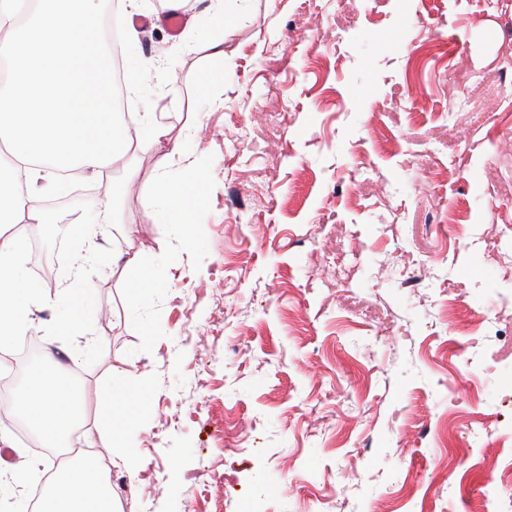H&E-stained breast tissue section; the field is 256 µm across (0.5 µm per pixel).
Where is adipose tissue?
Returning <instances> with one entry per match:
<instances>
[{
  "label": "adipose tissue",
  "mask_w": 512,
  "mask_h": 512,
  "mask_svg": "<svg viewBox=\"0 0 512 512\" xmlns=\"http://www.w3.org/2000/svg\"><path fill=\"white\" fill-rule=\"evenodd\" d=\"M100 0H0V349L9 346L31 321L32 309L47 301L24 270L27 239L18 224H47L32 187L43 167L80 169L97 174L137 149H166L168 159L186 170L184 181L164 174L151 178L158 199L159 221L177 228L190 224L193 203L186 186L203 177L199 158L185 153L180 140L153 113L132 124L112 102V71L101 37ZM243 0H210V26L196 27L194 40L212 57L224 56V30L238 23ZM111 184H104L91 203L95 223L74 219L71 229L86 250L75 263L76 274L95 260L93 247L112 222ZM126 377L113 378L110 391L97 406L105 424L98 442L109 450L108 464L84 458L57 469L36 512H121L106 476L107 466L138 474V461L124 450L131 415L124 406ZM48 441L82 423L84 413L76 392L45 375L13 403Z\"/></svg>",
  "instance_id": "1"
}]
</instances>
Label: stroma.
Here are the masks:
<instances>
[{
  "label": "stroma",
  "mask_w": 512,
  "mask_h": 512,
  "mask_svg": "<svg viewBox=\"0 0 512 512\" xmlns=\"http://www.w3.org/2000/svg\"><path fill=\"white\" fill-rule=\"evenodd\" d=\"M512 0H248L224 60L152 21L154 62L129 91L204 149L195 232L156 221L149 178L183 175L163 152L78 175L70 211L91 222L100 179L120 188L113 234L88 267L92 332L33 334L77 355L88 447L110 374L135 393L125 436L147 467L108 479L123 512H481L512 473ZM223 69L218 96H194ZM206 127L186 135L196 115ZM171 272L142 303L113 252ZM419 288L404 286L409 274ZM0 393L9 467L41 461L15 498L39 497L55 458L19 431Z\"/></svg>",
  "instance_id": "stroma-1"
}]
</instances>
